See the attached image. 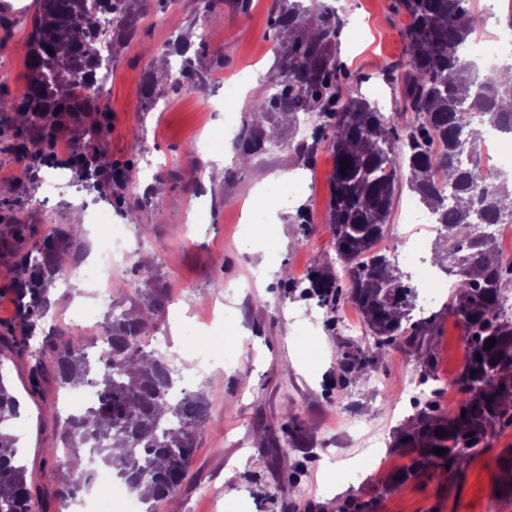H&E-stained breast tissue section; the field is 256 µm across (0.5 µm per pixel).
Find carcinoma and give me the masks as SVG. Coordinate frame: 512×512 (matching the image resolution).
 I'll use <instances>...</instances> for the list:
<instances>
[{"label": "carcinoma", "mask_w": 512, "mask_h": 512, "mask_svg": "<svg viewBox=\"0 0 512 512\" xmlns=\"http://www.w3.org/2000/svg\"><path fill=\"white\" fill-rule=\"evenodd\" d=\"M410 17L405 32L408 69L403 74L404 112L411 113L402 130L395 116L381 112L366 98H344L337 81L341 65L336 44L343 20L334 10L310 12L302 0H288L273 26L288 40L284 69L298 72V82L285 84L268 103L247 105L248 122L240 140L247 161L264 150L270 136L264 125L278 110L298 119L317 116L311 142L294 150L309 164L318 146L328 143L335 158L331 176L329 223L336 254L345 274L313 269L305 293L339 313L353 303L369 327L373 344L349 346L342 353L344 374L360 375L395 346H408L424 368L432 370L430 339L436 315L413 319L410 302L415 290L387 254L374 249L389 229L398 161L408 168L407 185L439 226L438 266L453 280L448 313L462 325L466 359L460 382L466 397L441 415L422 409L400 433L399 446L412 464L394 481L403 483L429 470L460 468L488 438L512 428V316L501 311L500 297L512 287V265L498 257L493 224L512 221V176L484 171L480 162L458 144L472 145L474 123L491 124L512 133V82L501 72L512 64L481 74L464 53L479 17L469 0H393ZM147 0H36L28 84L19 97L0 96V112H14L21 127L7 150L26 161L34 174L54 158L61 135L72 125L83 127L73 151L71 168L106 196L133 190L135 169L113 164L103 146L110 123L107 110L91 89L104 49L114 51L134 33L132 6ZM118 13L110 26L99 15ZM309 33L299 35L304 25ZM183 56L179 77L206 86L210 73ZM88 89L81 95L79 87ZM64 259L50 242L32 247L16 290L20 321L35 331L48 308L47 285L64 277ZM166 296L160 288L145 292L138 316L123 311L106 323L104 366L89 375L82 338L50 343L55 380L76 388L92 384L97 404L64 421V447L71 449L70 468L83 465L81 448H98L102 464L115 470L126 487L140 494L145 512L169 498L185 481L196 448L197 431L210 416L203 393L173 397L177 377L170 359L147 350L146 337L158 330ZM495 339L486 348V341ZM481 359H476V356ZM20 416V402L0 374V512H32V488L22 463L18 439L9 424ZM444 434H439V431ZM474 444H469V441ZM446 450L438 455L434 449ZM83 485L60 481L55 496L72 500Z\"/></svg>", "instance_id": "1"}]
</instances>
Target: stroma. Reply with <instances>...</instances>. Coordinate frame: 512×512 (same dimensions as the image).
<instances>
[{
  "instance_id": "stroma-1",
  "label": "stroma",
  "mask_w": 512,
  "mask_h": 512,
  "mask_svg": "<svg viewBox=\"0 0 512 512\" xmlns=\"http://www.w3.org/2000/svg\"><path fill=\"white\" fill-rule=\"evenodd\" d=\"M286 0H149L137 11L136 36L116 48L112 77L101 101L111 115L104 145L112 161L135 159L141 166V189L114 199L90 190L73 170H66L53 195L27 179L23 165L0 142V335L24 345L25 330L13 290L30 248L57 238L74 210H107L105 225L83 226L77 246L65 252L71 267L68 285L50 286V309L41 320L43 334L73 336L70 321L90 304L72 264L77 256L100 253L102 236L124 240L127 253L112 264V303L116 311L142 305L145 287L168 297L160 329L168 338L163 350L177 376L209 402L210 419L198 431L189 477L180 490L161 502L158 512H512V429L487 439L462 469L430 471L390 485V470L375 467L356 475L357 453L381 439L383 453L399 455L395 440L401 428L425 405L447 411L453 399L445 383L458 382L465 363L464 330L449 315L450 295L435 306L438 315L432 346L433 371L404 347L390 351L375 365L381 385L367 376L340 387L342 352L351 342L344 320L359 311L342 306L338 317L315 299L292 292L289 282L303 280L312 268L338 267L328 217L329 178L334 157L320 145L313 167L299 179L283 183L279 174L297 140L287 117L272 113L268 123L277 135L265 151L233 175L196 183L197 161L213 165V152H198L221 130L225 117L237 126L247 120L245 105L267 100L269 80L282 55L271 21ZM339 16L354 15L357 28H343L337 57L340 85L354 97H368L381 86L383 112L394 111L400 87L384 84L382 73L408 60L403 31L405 13L391 10V0H306ZM33 0H5L0 9V61L6 74L0 94L19 96L28 75L25 47L32 27ZM208 30L203 59L212 64L210 81L198 89L170 82L157 85L159 99L149 104L143 81L150 62L164 61L178 70L173 42L184 30ZM240 82L231 115L211 113L208 99H220L219 77ZM140 150H132L133 142ZM163 184L161 207L143 206L142 189ZM278 188L267 209L271 224H243L253 194ZM309 222L301 224L299 212ZM150 272H143L142 262ZM28 354L0 353L4 376L21 403L17 433L33 494L53 490L60 468L46 448L60 431L61 390L46 374L32 391ZM413 378L414 396L402 390ZM235 470L236 484L224 482Z\"/></svg>"
}]
</instances>
